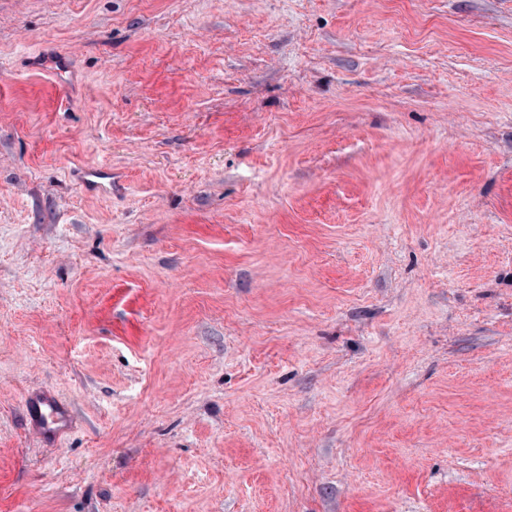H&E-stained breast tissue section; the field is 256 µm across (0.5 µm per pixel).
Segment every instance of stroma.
I'll return each instance as SVG.
<instances>
[{"mask_svg": "<svg viewBox=\"0 0 512 512\" xmlns=\"http://www.w3.org/2000/svg\"><path fill=\"white\" fill-rule=\"evenodd\" d=\"M0 512H512V0H0ZM32 65L36 68L49 69L56 75L64 76L66 83L72 81V75L65 59L54 53L42 51L32 57ZM78 177L81 185L88 194L97 197H111V167L89 166L80 170ZM31 420L37 430L44 434H53L66 423L53 397H36L29 403Z\"/></svg>", "mask_w": 512, "mask_h": 512, "instance_id": "1", "label": "stroma"}]
</instances>
